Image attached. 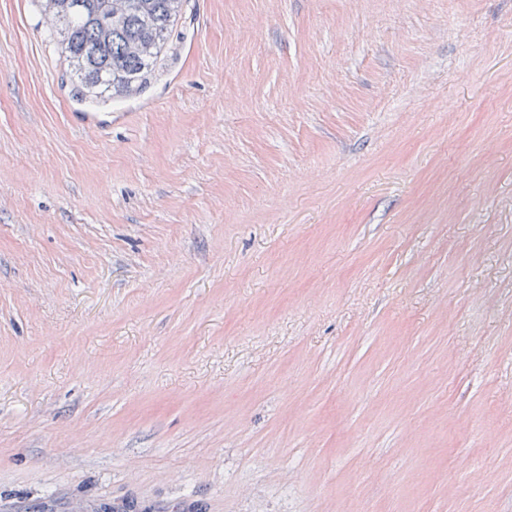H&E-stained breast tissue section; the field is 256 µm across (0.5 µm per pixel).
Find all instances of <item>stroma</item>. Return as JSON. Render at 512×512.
I'll return each instance as SVG.
<instances>
[{"label": "stroma", "instance_id": "stroma-1", "mask_svg": "<svg viewBox=\"0 0 512 512\" xmlns=\"http://www.w3.org/2000/svg\"><path fill=\"white\" fill-rule=\"evenodd\" d=\"M0 0V512H512V0H187L79 99Z\"/></svg>", "mask_w": 512, "mask_h": 512}]
</instances>
